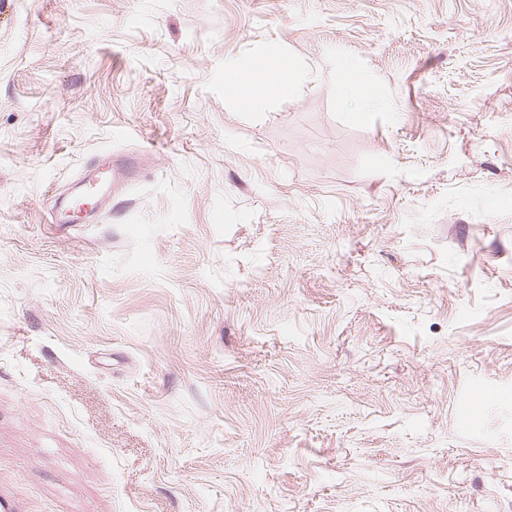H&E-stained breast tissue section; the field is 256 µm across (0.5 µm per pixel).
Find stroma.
Here are the masks:
<instances>
[{
  "mask_svg": "<svg viewBox=\"0 0 512 512\" xmlns=\"http://www.w3.org/2000/svg\"><path fill=\"white\" fill-rule=\"evenodd\" d=\"M0 512H512V0H0ZM291 73V61L284 55L279 57L277 68L258 67L252 75L228 68L224 72V95L245 109H257L266 97L289 89ZM132 177V164L129 158L124 156H116L109 158V176L106 180L100 179L97 169L92 168L85 187L90 186L96 192L95 205L84 212L81 217L74 218L72 216V208L70 204L64 207L59 219L54 224H93L97 221L99 212L102 209H111L112 186L118 178L128 182Z\"/></svg>",
  "mask_w": 512,
  "mask_h": 512,
  "instance_id": "35a3bbf8",
  "label": "stroma"
}]
</instances>
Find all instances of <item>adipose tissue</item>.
I'll use <instances>...</instances> for the list:
<instances>
[{
  "label": "adipose tissue",
  "instance_id": "adipose-tissue-1",
  "mask_svg": "<svg viewBox=\"0 0 512 512\" xmlns=\"http://www.w3.org/2000/svg\"><path fill=\"white\" fill-rule=\"evenodd\" d=\"M292 64L288 57H280L277 68H256L254 73L246 74L236 68L224 72L225 96L246 109L258 108L262 101L271 95L279 94L289 88V76Z\"/></svg>",
  "mask_w": 512,
  "mask_h": 512
}]
</instances>
